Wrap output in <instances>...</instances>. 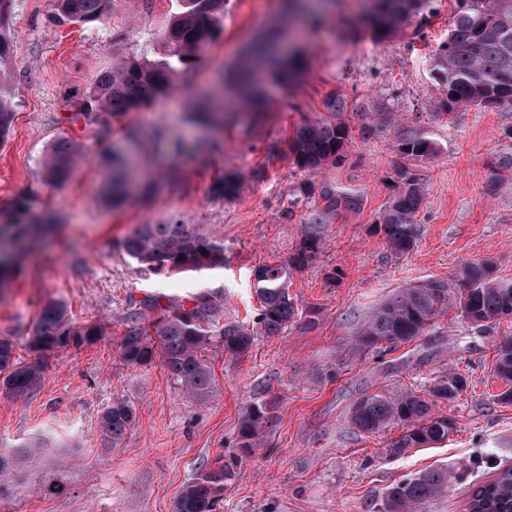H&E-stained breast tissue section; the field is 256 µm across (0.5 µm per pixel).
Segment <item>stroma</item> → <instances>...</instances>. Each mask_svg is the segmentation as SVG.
I'll return each mask as SVG.
<instances>
[{
  "label": "stroma",
  "instance_id": "stroma-1",
  "mask_svg": "<svg viewBox=\"0 0 512 512\" xmlns=\"http://www.w3.org/2000/svg\"><path fill=\"white\" fill-rule=\"evenodd\" d=\"M360 4L328 0L319 20L309 22L286 0H227L212 40L177 88L142 103L106 134L99 125L70 121V113L114 61L162 56L161 34L180 0H118L111 16L85 27L59 24L50 0H15L10 52L0 65V84L14 103L9 136L0 144V224L26 197L35 214L57 225L25 255L23 271L0 297V338L31 361L27 340L49 302L63 303L75 322H101L105 334L94 345L50 355L43 383L26 397L0 389V448L44 443L24 462V482L0 497V512H173L187 483L236 454L238 476L217 512H379L391 484L440 465L452 471L451 486L420 512H467L474 489L512 466V406L494 399L501 390L496 348L512 335V318L480 333L452 311L394 352L349 357L361 323L395 289L447 278L467 260H489L497 277L512 278V179L498 175L500 158L512 155V104L460 105L441 115L430 56L453 22L454 0H436L429 28L413 43L404 36L379 42L366 31L348 36L343 22ZM272 34L300 54L301 79L267 81L263 118L242 114L221 132L222 151H211L209 135L190 120L199 94L226 88L252 46ZM331 93L346 100L343 119L354 136L350 165L325 176L361 189L363 204L329 224L319 261L290 281L298 310L317 309L315 326L269 336L255 323L254 272L287 257L301 238L304 210L290 219L283 214L289 191L303 178L288 158V140L301 117L323 112ZM385 112L417 121L441 147L418 166L426 189L417 215L422 234L403 256L372 231L401 159L392 129L378 128L367 139L360 131ZM129 124L141 132L130 153L133 179L157 180L158 188L147 198L131 194L115 208L104 198L100 160L122 144ZM160 126L186 144L174 182L162 178L154 153L151 134ZM63 137L83 159L71 180L56 187L43 181L42 162ZM227 169L243 175L238 196H211L213 179ZM171 216L222 236L223 268L157 276L120 248L134 225ZM212 293L222 297L224 319L250 324L255 341L238 361L207 352L215 380L209 398L187 395L161 359L145 367L123 361L119 342L132 301L162 295L178 307ZM333 367L336 378L322 376ZM448 369L468 380L454 403L438 408L457 422L448 441L392 459L385 449L401 426L353 433L348 419L358 399L382 388L418 390ZM116 398L133 403L138 417L117 448L99 424ZM256 400L272 401L273 422L259 448L244 455L238 419ZM55 470L63 490L36 494Z\"/></svg>",
  "mask_w": 512,
  "mask_h": 512
}]
</instances>
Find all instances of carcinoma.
<instances>
[{
    "mask_svg": "<svg viewBox=\"0 0 512 512\" xmlns=\"http://www.w3.org/2000/svg\"><path fill=\"white\" fill-rule=\"evenodd\" d=\"M15 0H0V62L8 56L6 24ZM182 10L174 16L163 33L167 55L158 60L131 58L112 65V70L97 77L88 100L80 103L71 121L81 118L105 131L112 121L160 92L176 86L183 71L198 60L211 40L213 29L224 14V0H183ZM457 14L439 52L432 58L430 71L442 90L443 110L459 104L492 107L512 103V0H456ZM114 0H52L58 22L90 25L112 13ZM431 0H368L366 11L347 22L353 34L363 30L386 39L405 27L411 16H421L410 40L423 36L432 16ZM266 45L258 46L252 59L235 71L237 99L254 108L261 104V84L266 78L284 83L294 82L300 65L293 56L266 62ZM327 114L306 118L296 127L288 144L292 165L306 178L288 193L286 215L293 217L300 204L309 207L304 218L299 243L284 260H275L257 268L255 293L260 303L257 321L269 336L277 335L296 324L306 328L315 324L316 311L308 319L295 318L298 308L289 295V280L295 271L312 265L322 254L326 229L342 214L359 210L361 194L342 183L318 179L325 169L340 168L349 159L351 131L340 121L346 102L330 96L324 102ZM14 104L0 89V143L9 135ZM238 113L229 107L215 106L206 100L193 113L192 120L201 127L222 126L237 122ZM384 123L394 128L398 155L405 164L396 169L394 193L375 224V233L385 238L394 253H410L420 238L417 214L424 200V184L416 163L437 156L439 147L429 131L418 125H400L391 113ZM158 151L175 157L184 144L165 127L154 131ZM78 161L75 145L61 138L43 164L44 182L52 186L65 184ZM105 198L116 205L127 196L131 171L123 154L112 153L104 160ZM241 176L234 171L218 175L210 192L229 200L237 196ZM49 218L33 214L27 199L18 200L7 226L14 238H34L41 224ZM119 246L124 252L156 274L205 271L224 267V241L214 232L200 231L194 224H183L172 217L161 224H137ZM16 268L15 255L0 248V291L5 288L9 271ZM126 330L120 340L123 361L132 366H146L160 357L171 376L189 395L205 399L214 392V378L205 359V351L219 345L228 359L238 360L250 351L254 336L244 326L220 322L219 306L207 295H199L189 308L174 310L156 298L133 303ZM450 309L475 327L486 329L502 318L512 317V280L493 277L485 261H467L448 279H430L396 289L368 315L355 334L352 353L393 351L425 335L435 320ZM104 335L103 324L74 323L67 308L49 302L40 310L28 340L36 359L26 362L15 356L12 340L0 338V386L16 398L26 396L44 379L45 358L56 350L83 347L96 343ZM494 374L504 385L497 401L512 406V336L501 337L497 345ZM467 381L457 372L444 373L423 388L380 390L360 398L351 408L349 422L365 434L381 432L395 424L404 426L399 439L388 444L387 456L398 458L414 448L427 447L449 439L456 432V420L434 413L440 402L452 403L466 389ZM272 403L255 401L246 406L239 418L242 448L252 451L261 434L269 428ZM137 414L132 403L121 398L112 400L100 416L101 429L116 445L134 427ZM28 450L0 452V496L11 490L6 481L22 479L20 464ZM237 462L230 461L205 471L180 492L173 512H215L224 490L237 477ZM448 494V467L438 466L403 477L386 491L382 512H419L420 506ZM470 512H512V468H506L480 486L469 504Z\"/></svg>",
    "mask_w": 512,
    "mask_h": 512,
    "instance_id": "1",
    "label": "carcinoma"
}]
</instances>
